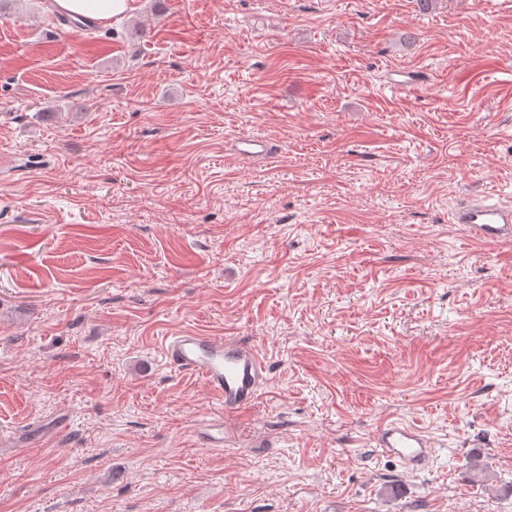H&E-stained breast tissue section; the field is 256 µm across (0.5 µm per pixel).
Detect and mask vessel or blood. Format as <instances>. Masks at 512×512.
Segmentation results:
<instances>
[{
	"label": "vessel or blood",
	"mask_w": 512,
	"mask_h": 512,
	"mask_svg": "<svg viewBox=\"0 0 512 512\" xmlns=\"http://www.w3.org/2000/svg\"><path fill=\"white\" fill-rule=\"evenodd\" d=\"M236 148L247 158L270 155L267 142L255 136L238 138ZM453 221L465 225L475 243L512 241V206L494 202L491 197L464 199L455 209ZM164 352L175 369L200 378L227 413L253 405L266 379L263 360L249 342L240 339L190 330L173 336ZM374 442L383 453L410 469L428 466L434 454L433 444L423 431L402 422L380 426Z\"/></svg>",
	"instance_id": "b4317fda"
}]
</instances>
